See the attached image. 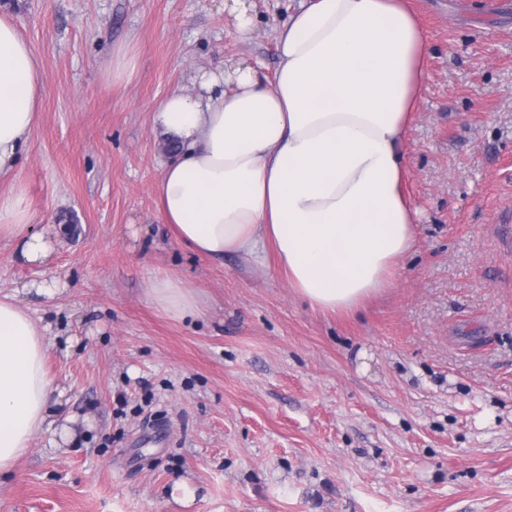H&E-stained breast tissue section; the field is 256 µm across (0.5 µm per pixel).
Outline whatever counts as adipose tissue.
Here are the masks:
<instances>
[{
	"mask_svg": "<svg viewBox=\"0 0 512 512\" xmlns=\"http://www.w3.org/2000/svg\"><path fill=\"white\" fill-rule=\"evenodd\" d=\"M426 36L410 0H311L277 35L272 84L252 67L205 72L155 122L175 149L154 186L178 243L282 274L321 310L349 312L394 283L415 243L404 138L422 92ZM42 71L0 15V176L38 125ZM30 265L54 252L23 186L0 191V239ZM273 259H266V252ZM149 294L169 317L200 313V294L169 276ZM43 332L16 296H0V476L55 423Z\"/></svg>",
	"mask_w": 512,
	"mask_h": 512,
	"instance_id": "ef3b65f1",
	"label": "adipose tissue"
}]
</instances>
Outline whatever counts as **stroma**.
I'll use <instances>...</instances> for the list:
<instances>
[{
  "label": "stroma",
  "instance_id": "obj_1",
  "mask_svg": "<svg viewBox=\"0 0 512 512\" xmlns=\"http://www.w3.org/2000/svg\"><path fill=\"white\" fill-rule=\"evenodd\" d=\"M305 0H0L42 68L13 176L56 238L48 265L0 240V291L49 324V376L76 443L42 431L0 512H512V10L411 0L427 36L405 137L416 243L393 288L348 313L276 272L193 255L157 215L162 99L217 66L272 81ZM132 43L134 82L106 77ZM205 298L168 317L156 274Z\"/></svg>",
  "mask_w": 512,
  "mask_h": 512
}]
</instances>
